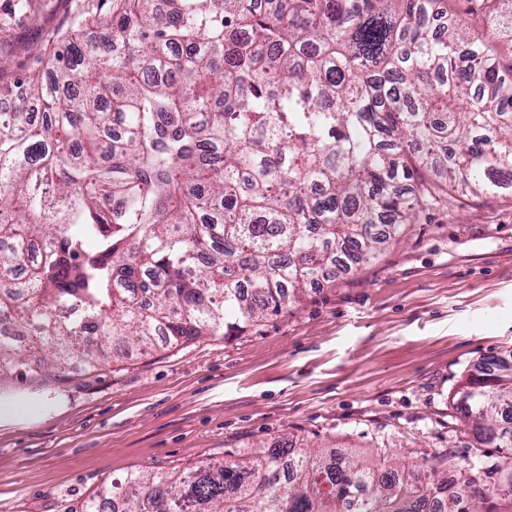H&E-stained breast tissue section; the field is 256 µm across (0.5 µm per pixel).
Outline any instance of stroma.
I'll return each instance as SVG.
<instances>
[{"instance_id":"stroma-1","label":"stroma","mask_w":512,"mask_h":512,"mask_svg":"<svg viewBox=\"0 0 512 512\" xmlns=\"http://www.w3.org/2000/svg\"><path fill=\"white\" fill-rule=\"evenodd\" d=\"M13 5L0 0L8 83L42 74L74 15H106L111 0H30L24 17ZM508 354L512 191H460L377 264L337 272L243 335L0 379V403L33 398L39 412L0 427V512H79L130 474L239 461L288 438L300 452L396 465L450 453L466 466L478 456L453 397Z\"/></svg>"}]
</instances>
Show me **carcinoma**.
Listing matches in <instances>:
<instances>
[{"label": "carcinoma", "instance_id": "carcinoma-1", "mask_svg": "<svg viewBox=\"0 0 512 512\" xmlns=\"http://www.w3.org/2000/svg\"><path fill=\"white\" fill-rule=\"evenodd\" d=\"M444 0H116L47 76L1 84L0 328L49 367L230 336L372 265L452 191L512 187V66ZM100 30L99 43L83 31ZM29 369L0 338V378ZM457 410L497 456L458 469L472 507L512 512V363ZM280 444L168 479L124 512H469L442 467ZM108 489L83 512H105Z\"/></svg>", "mask_w": 512, "mask_h": 512}]
</instances>
